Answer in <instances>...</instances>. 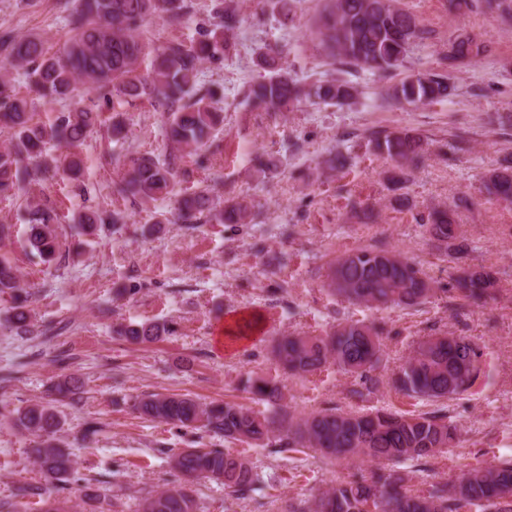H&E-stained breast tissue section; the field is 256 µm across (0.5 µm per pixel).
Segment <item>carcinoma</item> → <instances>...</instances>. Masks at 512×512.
<instances>
[{"label": "carcinoma", "instance_id": "obj_1", "mask_svg": "<svg viewBox=\"0 0 512 512\" xmlns=\"http://www.w3.org/2000/svg\"><path fill=\"white\" fill-rule=\"evenodd\" d=\"M482 7L512 21V0H448L459 12ZM65 20L74 32L54 50L34 34L0 33V200L19 203L30 253L56 265L71 251L62 249L56 228L58 205L32 187L57 177L80 181L78 150L86 134L102 123L103 113L122 112L137 101H150L166 115L170 144L187 154L202 148L222 122L214 91L199 83L206 63H220L236 45L241 30L239 7L214 0V28L201 24L189 42L153 46L142 28L157 21L181 26L189 20L187 0H62ZM323 55L348 71L384 77L406 67L411 48L426 39L415 17L397 0H323L316 17ZM489 52L464 29L448 45L434 71L417 72L391 86L387 96L398 105L418 107L445 100L455 86L451 75ZM264 71L244 92L248 105L265 112H294L305 104L350 106L359 96L350 80L326 76L300 80L267 54L258 58ZM23 77L42 104L56 112L50 123L36 119L20 95L13 73ZM374 149L395 163L397 181L407 180L422 160L421 137L408 128L385 131L372 140ZM178 156L165 160L131 154L119 174L120 194L142 203L167 201L168 216L159 224H240L246 207L231 198L215 203L206 189L176 190ZM483 190L490 198L512 203V161L490 171ZM470 199L459 195L454 207L436 208L420 224L435 248L452 257L455 272L448 300L478 305L496 295L499 272L471 265L469 246L459 232L455 210ZM121 213L86 208L73 218L77 235L94 236L103 224H119ZM34 285L22 280L16 265L0 255V296L12 306L8 323L19 336L33 333L30 302ZM328 292L345 302L370 309H418L436 292L418 263L400 249L363 246L336 258ZM113 332L135 344L153 343L173 334L168 322L120 324ZM268 355L277 371L297 378L330 368L357 380L352 396L362 401L381 383L382 331L372 322H338L312 335L293 331L274 337ZM483 352L462 336L435 334L419 341L395 374L399 391L424 401L453 399L468 391L480 372ZM244 389L268 405L256 411L230 402L202 403L189 395L146 394L134 403L140 417L187 433L219 436L227 442L273 447L278 453L303 449L330 458H358L379 467L369 477L331 485L313 500L288 504L287 512H512V459L474 467L460 477L414 490L399 465L436 459L454 447L457 426L433 412L399 414L333 407L306 416L282 404L283 387L274 378L249 377ZM60 418L50 403H33L16 411L13 425L32 437L28 453L45 481L29 485L24 496H41L45 488L60 492L78 482L72 453L59 446ZM175 479L160 491L139 499L137 512H196L193 483L205 478L224 485L230 497L244 498L260 489L261 478L239 452L227 448H182L170 456Z\"/></svg>", "mask_w": 512, "mask_h": 512}]
</instances>
